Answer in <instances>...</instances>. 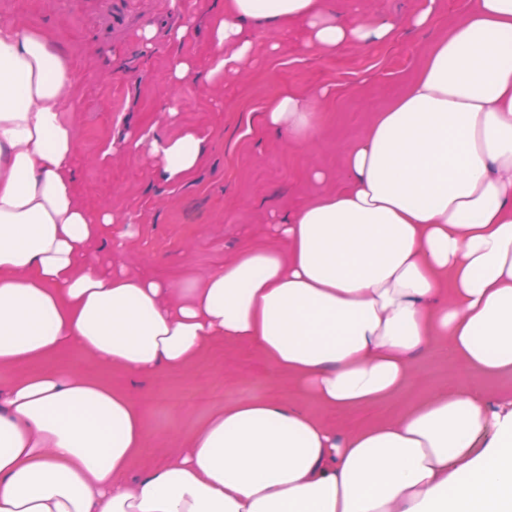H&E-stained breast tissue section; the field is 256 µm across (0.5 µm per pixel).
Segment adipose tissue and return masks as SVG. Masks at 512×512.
<instances>
[{
    "label": "adipose tissue",
    "instance_id": "ef3b65f1",
    "mask_svg": "<svg viewBox=\"0 0 512 512\" xmlns=\"http://www.w3.org/2000/svg\"><path fill=\"white\" fill-rule=\"evenodd\" d=\"M255 21L301 25L324 54L395 31L338 20L331 0H225L209 83L245 68ZM74 85L46 33L0 21V512H512V397L468 383L512 372V0H469L350 147L345 188L273 225L278 246L177 284L87 262L117 219L77 199L62 117ZM264 122L319 135L293 93ZM205 140L130 133L107 152H147L179 185ZM215 339L255 345L327 407L395 393L435 341L461 382L346 434L285 401L243 400L130 484L151 441L140 406L72 369L26 371L75 351L132 375L176 370Z\"/></svg>",
    "mask_w": 512,
    "mask_h": 512
}]
</instances>
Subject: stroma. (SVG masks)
Wrapping results in <instances>:
<instances>
[{"label":"stroma","instance_id":"obj_1","mask_svg":"<svg viewBox=\"0 0 512 512\" xmlns=\"http://www.w3.org/2000/svg\"><path fill=\"white\" fill-rule=\"evenodd\" d=\"M468 0H439L433 23L416 28L410 17L418 0H334L341 20L384 16L396 24L385 42L349 44L326 55L308 46L293 26L268 35L253 23L254 51L248 68L210 86L199 71L182 89L177 117H162L169 89L164 80L172 53L194 58L201 68L212 51L205 25L224 0H182L183 15L196 20L190 41L172 45L176 23L169 0H0V20L42 29L71 59L76 75L72 123L77 151L79 202L132 222L135 235L123 257L132 269L148 268L177 283L221 268L249 245H270V225L316 195L341 187L347 152L378 113L403 94L438 37ZM158 32L151 52L139 34ZM278 42L271 51L270 42ZM292 92L311 98L321 134L312 143L287 139L268 128L269 103ZM195 127L207 136L201 166L178 186L164 183L146 153L102 160L103 150L126 131L151 137ZM327 174L326 182L312 178ZM65 361L79 372L111 382L140 405L153 433L149 450L127 480L135 482L182 448L185 439L224 407L248 398L294 401L345 432L395 417L454 388V363L430 344L410 359L409 381L396 394L364 410H328L294 390L253 345L214 340L176 371L131 376L81 354Z\"/></svg>","mask_w":512,"mask_h":512}]
</instances>
